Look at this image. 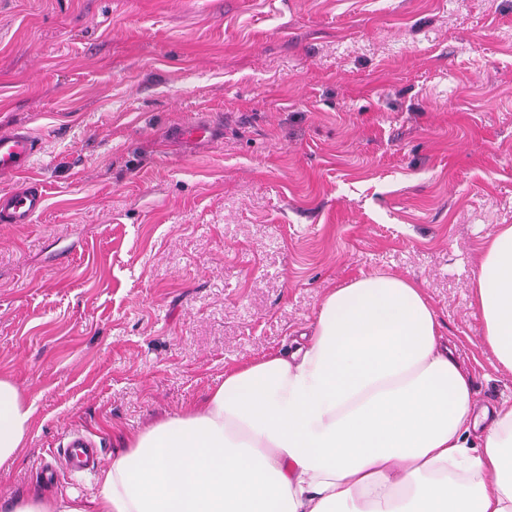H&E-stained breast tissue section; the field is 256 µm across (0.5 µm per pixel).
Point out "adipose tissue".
I'll return each instance as SVG.
<instances>
[{
  "instance_id": "1",
  "label": "adipose tissue",
  "mask_w": 512,
  "mask_h": 512,
  "mask_svg": "<svg viewBox=\"0 0 512 512\" xmlns=\"http://www.w3.org/2000/svg\"><path fill=\"white\" fill-rule=\"evenodd\" d=\"M472 305L512 371V225L483 246ZM34 414L0 375V467ZM97 482L7 512H512V404L478 406L421 286L376 273L328 291L296 346L126 441Z\"/></svg>"
}]
</instances>
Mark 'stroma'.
Masks as SVG:
<instances>
[{
    "label": "stroma",
    "mask_w": 512,
    "mask_h": 512,
    "mask_svg": "<svg viewBox=\"0 0 512 512\" xmlns=\"http://www.w3.org/2000/svg\"><path fill=\"white\" fill-rule=\"evenodd\" d=\"M202 144L172 139L196 119ZM0 175L44 207L0 223V375L36 413L0 502L77 433L104 460L288 348L361 276L421 284L478 404L479 251L512 225V0H0ZM35 149V139L28 133H0V172L17 173L23 170L33 157Z\"/></svg>",
    "instance_id": "obj_1"
}]
</instances>
